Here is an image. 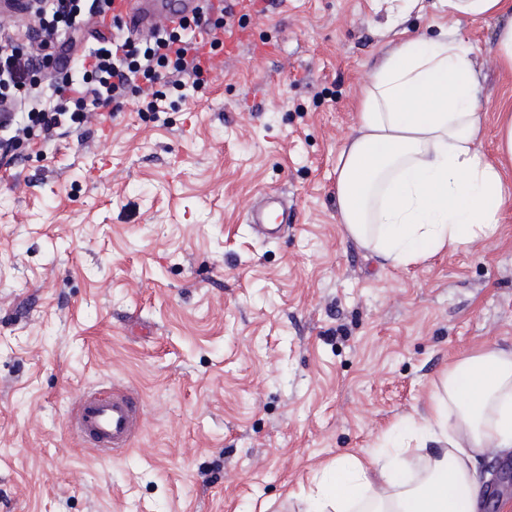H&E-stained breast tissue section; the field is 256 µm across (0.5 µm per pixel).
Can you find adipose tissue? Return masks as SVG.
I'll return each mask as SVG.
<instances>
[{
    "label": "adipose tissue",
    "instance_id": "obj_1",
    "mask_svg": "<svg viewBox=\"0 0 512 512\" xmlns=\"http://www.w3.org/2000/svg\"><path fill=\"white\" fill-rule=\"evenodd\" d=\"M449 18L498 19L494 55L512 72V0H442ZM357 134L336 163L349 238L394 267L492 240L512 203V101L481 150L475 61L447 32L400 41L362 86ZM512 451V351L485 347L442 377L430 413L367 456L341 455L305 494L308 512H478L479 456Z\"/></svg>",
    "mask_w": 512,
    "mask_h": 512
}]
</instances>
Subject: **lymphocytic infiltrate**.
Wrapping results in <instances>:
<instances>
[{
	"label": "lymphocytic infiltrate",
	"instance_id": "1",
	"mask_svg": "<svg viewBox=\"0 0 512 512\" xmlns=\"http://www.w3.org/2000/svg\"><path fill=\"white\" fill-rule=\"evenodd\" d=\"M113 0H32L29 19L0 30V152L49 144L101 116L106 107L136 100L157 112L166 90L205 89L213 55L224 46L232 5L211 7L180 27L136 38L111 15ZM111 18L112 30L96 47L68 65L61 36L91 19ZM47 73L53 105H33L40 73Z\"/></svg>",
	"mask_w": 512,
	"mask_h": 512
}]
</instances>
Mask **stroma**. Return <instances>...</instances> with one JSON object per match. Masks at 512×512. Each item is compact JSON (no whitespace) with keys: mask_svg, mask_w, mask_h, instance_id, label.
<instances>
[{"mask_svg":"<svg viewBox=\"0 0 512 512\" xmlns=\"http://www.w3.org/2000/svg\"><path fill=\"white\" fill-rule=\"evenodd\" d=\"M441 25L475 55L494 156L500 20L255 0L205 91L0 157V512H303L325 464L428 413L452 362L512 350V205L495 239L408 268L338 221L359 88ZM269 193L296 216L273 238L246 219ZM111 384L139 392L142 424L105 458L70 417ZM511 466L478 458L484 512H512Z\"/></svg>","mask_w":512,"mask_h":512,"instance_id":"1","label":"stroma"}]
</instances>
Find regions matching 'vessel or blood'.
Listing matches in <instances>:
<instances>
[{
  "label": "vessel or blood",
  "instance_id": "b4317fda",
  "mask_svg": "<svg viewBox=\"0 0 512 512\" xmlns=\"http://www.w3.org/2000/svg\"><path fill=\"white\" fill-rule=\"evenodd\" d=\"M205 5V0H115L117 12L135 34L151 32L162 25L176 26ZM281 202L279 195L270 194L269 212L249 213V224L287 225V218L276 210ZM140 402L137 393L121 385L85 391L71 415V428L85 447L102 455L122 454L139 429Z\"/></svg>",
  "mask_w": 512,
  "mask_h": 512
}]
</instances>
